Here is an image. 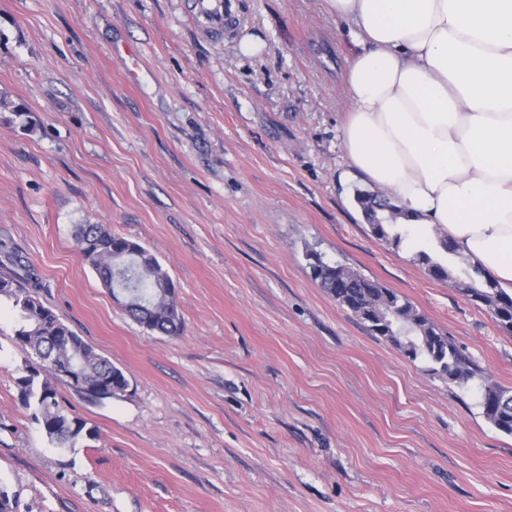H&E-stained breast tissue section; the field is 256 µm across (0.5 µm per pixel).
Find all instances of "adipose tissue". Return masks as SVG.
Returning <instances> with one entry per match:
<instances>
[{"instance_id": "ef3b65f1", "label": "adipose tissue", "mask_w": 512, "mask_h": 512, "mask_svg": "<svg viewBox=\"0 0 512 512\" xmlns=\"http://www.w3.org/2000/svg\"><path fill=\"white\" fill-rule=\"evenodd\" d=\"M357 51L341 138L409 238L512 294V0H326Z\"/></svg>"}]
</instances>
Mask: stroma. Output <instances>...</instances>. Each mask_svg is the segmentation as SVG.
I'll return each instance as SVG.
<instances>
[{
    "instance_id": "1",
    "label": "stroma",
    "mask_w": 512,
    "mask_h": 512,
    "mask_svg": "<svg viewBox=\"0 0 512 512\" xmlns=\"http://www.w3.org/2000/svg\"><path fill=\"white\" fill-rule=\"evenodd\" d=\"M190 3L0 0V96L23 110L0 112V250L128 381L100 403L58 385L95 437L54 447L21 403L26 354L0 307L13 512H512V436L310 275L314 253L379 282L512 386V335L354 200L345 22L325 0H239L223 37ZM79 224L159 259L182 335L126 314Z\"/></svg>"
}]
</instances>
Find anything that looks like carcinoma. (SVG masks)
Listing matches in <instances>:
<instances>
[{"label": "carcinoma", "mask_w": 512, "mask_h": 512, "mask_svg": "<svg viewBox=\"0 0 512 512\" xmlns=\"http://www.w3.org/2000/svg\"><path fill=\"white\" fill-rule=\"evenodd\" d=\"M355 201L376 238L396 246L402 242V233L395 230L402 213L390 198L359 190ZM78 244L83 260L112 292L117 288V271L130 266L131 285L123 295V307L136 322L161 335L182 333L184 322L173 280L148 249L113 235L102 224L81 225ZM416 257L431 277L453 281L470 301L490 311L499 328L512 334V296L473 275L464 259L462 276L455 277L428 252L419 250ZM311 277L339 305L367 323L371 332L398 346L409 358L429 363L431 374L461 390L477 389L483 417L497 431L512 436V388L490 382L452 338L408 300L348 267L338 270L327 264L311 269ZM2 297L12 303L16 313L14 340L32 357L25 366L26 375L19 380L23 404L34 410L42 433L57 448H69L85 436L93 437L81 421L75 428L64 425L69 414L58 400L57 384H65L89 400L102 401L127 390L123 371L47 307L37 286L21 282L9 269L0 271Z\"/></svg>", "instance_id": "1"}]
</instances>
